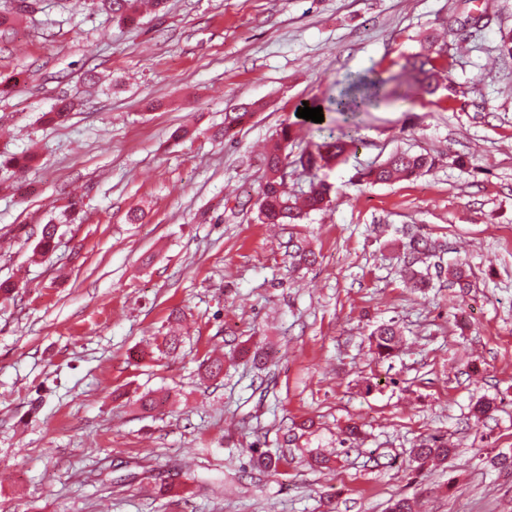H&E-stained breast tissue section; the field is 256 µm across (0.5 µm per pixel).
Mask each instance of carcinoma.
Segmentation results:
<instances>
[{
	"label": "carcinoma",
	"instance_id": "carcinoma-1",
	"mask_svg": "<svg viewBox=\"0 0 512 512\" xmlns=\"http://www.w3.org/2000/svg\"><path fill=\"white\" fill-rule=\"evenodd\" d=\"M106 7L112 19L124 24L132 23L137 17L139 0H106ZM32 10L33 3L30 0H18L17 4L0 9V33L14 30L17 17ZM445 63L447 60L443 48H438L432 43L423 45L419 52L407 59L401 78L416 91L433 94L438 89L437 75L439 70L445 67ZM385 84L386 80L381 78L370 79L357 76L348 80L338 94L329 100L327 106H322L318 101H311L308 106L311 108L321 106L325 112L342 114L354 112L363 105L376 106L386 98ZM74 108V102L62 98L54 109L47 113L48 120L62 123L68 119ZM254 110L255 104L250 103L232 112L224 113V127L221 135L225 136L240 126ZM355 144L356 138L352 132L337 135L331 128L326 141L316 146V150L301 154L298 162L302 167L309 169L330 166L341 161ZM287 161L288 154L283 151L280 144L274 146L264 158L266 176L259 193L258 215L263 224H296L308 213L319 211L330 202L331 186L324 182L313 187L302 200L293 198L283 188L282 179L277 176L279 167ZM432 162L433 159L426 154L396 152L384 162L359 173L358 180L368 184H386L398 178H411L430 167ZM432 249V244L423 238L412 237L406 245L403 253V270L416 285L426 286L425 277L416 269V265L423 262V257L427 256ZM448 280L462 292L471 288L470 272L461 263L448 266ZM398 343V332L391 322L383 323L373 331V345L375 352L379 355H392ZM495 410L496 405L493 400L481 398L473 405L471 418L479 423ZM452 453L453 449L449 447L448 442L434 437L413 449V462L417 463V468L421 469L429 462L441 464L447 461Z\"/></svg>",
	"mask_w": 512,
	"mask_h": 512
}]
</instances>
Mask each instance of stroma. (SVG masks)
<instances>
[{
	"label": "stroma",
	"instance_id": "stroma-1",
	"mask_svg": "<svg viewBox=\"0 0 512 512\" xmlns=\"http://www.w3.org/2000/svg\"><path fill=\"white\" fill-rule=\"evenodd\" d=\"M167 9L126 25L98 0H37L0 35V76L28 75L0 96V282L16 286L0 298V512H389L403 497L422 512H512V481L491 465L512 454V59L499 55L512 0ZM433 32L448 63L435 94L357 113L364 142L339 164H297L325 136L298 117L303 102L352 75L394 79ZM61 97L75 110L46 123ZM248 102L253 118L214 138ZM184 126L193 136L176 138ZM285 126L289 192L323 181L331 201L264 224L263 148ZM30 151V168L6 167ZM398 151L434 165L358 183ZM48 223L54 247L33 257ZM413 235L436 244L424 288L400 273ZM457 261L465 294L448 284ZM176 309L183 343L168 354ZM389 321L403 345L382 358L370 335ZM257 346L259 369L242 356ZM213 356L224 372L209 379ZM483 396L499 406L478 425ZM352 423L362 435L347 443ZM431 436L455 453L416 469ZM254 448L282 457L278 470H252Z\"/></svg>",
	"mask_w": 512,
	"mask_h": 512
}]
</instances>
